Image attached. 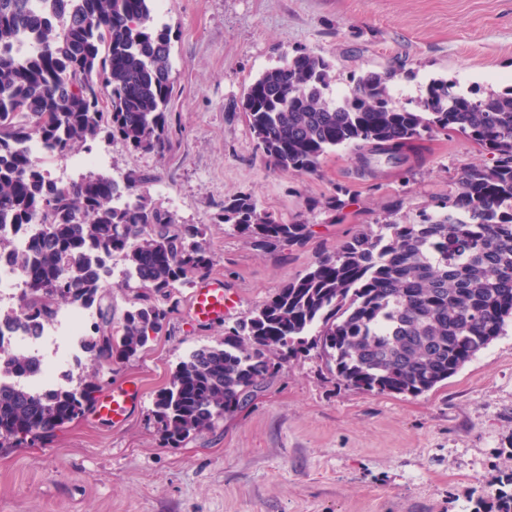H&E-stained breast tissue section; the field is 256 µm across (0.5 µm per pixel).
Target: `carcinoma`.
Returning <instances> with one entry per match:
<instances>
[{
  "label": "carcinoma",
  "instance_id": "carcinoma-1",
  "mask_svg": "<svg viewBox=\"0 0 512 512\" xmlns=\"http://www.w3.org/2000/svg\"><path fill=\"white\" fill-rule=\"evenodd\" d=\"M150 20L151 0H0V225H43L23 249L0 235V258L30 277L19 309L0 311V329L40 336L63 305L97 310L88 361L68 386L33 393L0 383V448L34 445L84 415L102 369L163 329L178 305L176 284L212 272L200 228L176 224L144 191L151 176L120 182L97 173L62 186L26 148L37 137L47 156L62 157L104 134L165 155L171 30ZM335 81L328 59L300 52L247 86L242 108L271 166L313 174L329 150L347 146L364 175L377 177L380 162L410 173L422 164L417 143L448 130L493 153L495 164L465 170L413 222L386 217L376 231H356L225 331L224 342L186 355L153 402L168 445L243 409L303 353L318 351L349 388L417 396L512 320V87L480 95L433 80L408 111L380 72L340 99L326 96ZM218 221L261 252L312 237L307 222L281 224L248 197L224 202ZM114 253L125 262L122 284L136 288L117 326L106 280ZM36 368L21 355L9 374Z\"/></svg>",
  "mask_w": 512,
  "mask_h": 512
}]
</instances>
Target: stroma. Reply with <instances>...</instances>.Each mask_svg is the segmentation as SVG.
I'll return each mask as SVG.
<instances>
[{
    "label": "stroma",
    "instance_id": "1",
    "mask_svg": "<svg viewBox=\"0 0 512 512\" xmlns=\"http://www.w3.org/2000/svg\"><path fill=\"white\" fill-rule=\"evenodd\" d=\"M155 24L171 30L174 95L164 156L99 139L108 174L153 175L147 186L177 223L204 233L213 272L235 309L224 322L188 315L193 285L136 356L99 376L100 389L139 380L144 400L120 426L85 416L31 448H0V512H474L493 505L512 474V322L455 375L418 396L373 394L339 383L317 352L284 362L242 411L190 442L165 445L152 415L156 393L192 349L224 339L321 253L384 215L414 220L462 172L492 164L459 133L425 138L423 164L407 174L379 166L360 177L350 148L316 173L271 168L239 100L262 72L305 49L331 60L328 94L353 77L390 70L397 106L414 108L443 78L462 90L512 86V0H164ZM350 195L343 213L312 201ZM252 197L280 222L305 220L303 247L252 249L217 222L224 202Z\"/></svg>",
    "mask_w": 512,
    "mask_h": 512
}]
</instances>
